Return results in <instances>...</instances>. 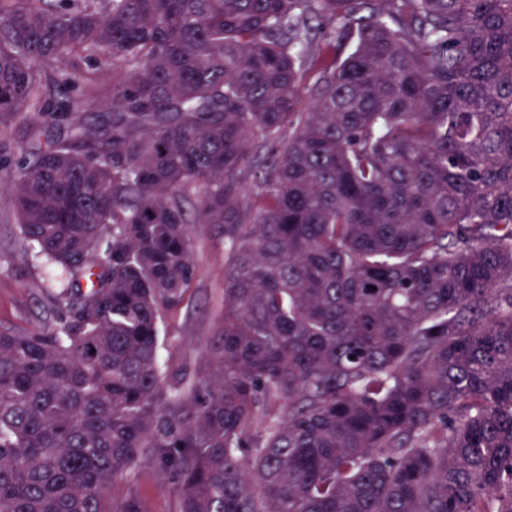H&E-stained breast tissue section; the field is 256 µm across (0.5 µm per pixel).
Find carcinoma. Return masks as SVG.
Masks as SVG:
<instances>
[{"instance_id":"carcinoma-1","label":"carcinoma","mask_w":512,"mask_h":512,"mask_svg":"<svg viewBox=\"0 0 512 512\" xmlns=\"http://www.w3.org/2000/svg\"><path fill=\"white\" fill-rule=\"evenodd\" d=\"M19 123L58 319L0 333V512H143L144 462L174 512H512V0H0ZM193 197L224 289L189 383Z\"/></svg>"}]
</instances>
